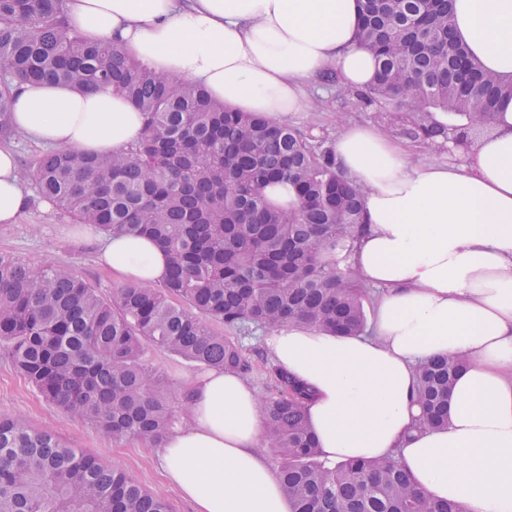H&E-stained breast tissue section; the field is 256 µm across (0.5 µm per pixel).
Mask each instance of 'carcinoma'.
<instances>
[{"label": "carcinoma", "instance_id": "1", "mask_svg": "<svg viewBox=\"0 0 512 512\" xmlns=\"http://www.w3.org/2000/svg\"><path fill=\"white\" fill-rule=\"evenodd\" d=\"M67 0H0V139L15 136L22 82L93 91L109 85L147 115L137 143L112 155L52 150L22 177L78 224L148 237L170 255L159 288L128 283L102 296L69 268L0 256V353L74 419L114 439L160 444L176 401L145 360L157 347L202 369L245 372L241 349L211 323L276 329L304 323L338 336L366 330L364 284L347 265L365 190L340 171L333 143L236 112L196 84L156 74L66 19ZM359 41L375 82L354 97L412 142L482 133L506 83L476 67L452 27V0H362ZM295 193L272 203L269 186ZM467 360L417 372L422 430L448 423V395ZM264 438L296 512H468L424 496L394 459L321 460L307 423L312 392L269 364ZM0 512H169L123 470L67 448L20 418H0Z\"/></svg>", "mask_w": 512, "mask_h": 512}]
</instances>
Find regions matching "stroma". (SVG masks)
<instances>
[{
  "label": "stroma",
  "instance_id": "1",
  "mask_svg": "<svg viewBox=\"0 0 512 512\" xmlns=\"http://www.w3.org/2000/svg\"><path fill=\"white\" fill-rule=\"evenodd\" d=\"M313 105L305 112L290 114L288 127L299 131L311 142L331 141L351 122L380 126L378 112L358 106L355 99L342 93L337 85L310 88ZM27 207L16 223H0V255L40 266H67L85 281L110 294L121 285L98 256L96 242L82 239L72 217L54 204L41 198L35 184L25 181ZM215 331L238 343L250 368L246 375L259 397L275 393L274 381L268 372L269 354L263 340L266 329L251 327L236 330L215 324ZM148 363L169 382L175 398L186 393L191 377L199 368L167 351L151 348ZM21 417L32 427L52 433L64 445L95 456L100 463L124 470L144 490L162 496L171 512H192L191 506L169 487L162 476L156 449L136 440H113L89 423L76 422L64 409L47 402L41 394L0 356V417Z\"/></svg>",
  "mask_w": 512,
  "mask_h": 512
}]
</instances>
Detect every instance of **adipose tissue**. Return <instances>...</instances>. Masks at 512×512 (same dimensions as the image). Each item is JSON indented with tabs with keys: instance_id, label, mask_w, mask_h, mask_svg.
I'll return each mask as SVG.
<instances>
[{
	"instance_id": "1",
	"label": "adipose tissue",
	"mask_w": 512,
	"mask_h": 512,
	"mask_svg": "<svg viewBox=\"0 0 512 512\" xmlns=\"http://www.w3.org/2000/svg\"><path fill=\"white\" fill-rule=\"evenodd\" d=\"M66 16L86 39L115 42L155 73L274 121L310 109L304 87L324 74L351 89L376 77L356 38L360 0H67ZM453 27L481 70L512 80V0H454ZM13 123L46 146L110 154L140 138L146 116L109 87L23 83ZM333 148L366 191L353 261L379 291L371 332L288 325L265 348L313 388L308 420L322 460L394 456L428 497L512 512V101L463 162L413 164L409 147L359 123ZM26 205L16 158L0 149V223ZM100 258L131 282L167 277V255L145 238L107 235ZM437 355L469 365L453 384L447 426L421 432L417 368ZM187 398L182 425L157 450L166 483L194 512H293L260 452L249 382L210 369Z\"/></svg>"
}]
</instances>
